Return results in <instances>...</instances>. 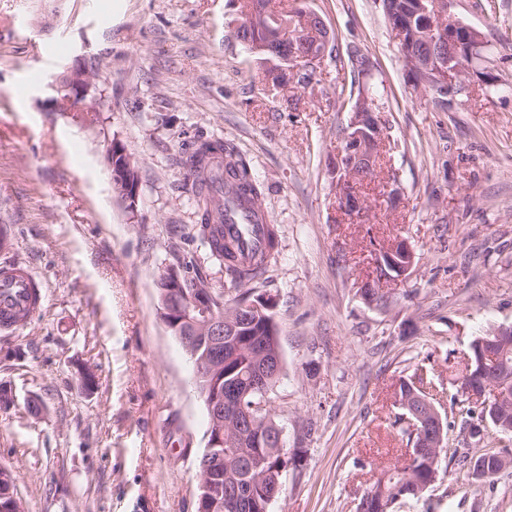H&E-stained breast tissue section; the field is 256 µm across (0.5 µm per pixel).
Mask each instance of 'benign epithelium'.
Instances as JSON below:
<instances>
[{"mask_svg":"<svg viewBox=\"0 0 512 512\" xmlns=\"http://www.w3.org/2000/svg\"><path fill=\"white\" fill-rule=\"evenodd\" d=\"M438 0H415L410 10L396 9L383 4L385 16L397 40L403 42L404 60L415 87L450 96L466 90L473 74L476 51L482 44L478 30L456 20L448 19V27L433 22ZM249 27L264 28L268 40L278 44L281 31L289 27L290 45L288 56L272 50V63L267 78L279 81L287 73L299 68L308 60L316 63L324 57L323 43L327 39L319 33L327 31L323 19L311 13L300 17V24L286 23L269 10L266 3L256 2L247 22ZM90 85V77L84 71L73 72L65 81L66 96L76 100L83 98ZM385 140V132L376 120L369 101L360 98L352 108V115L345 136V149L333 163L336 186L340 194V208L349 213L364 209V198L353 189L350 170L366 172L372 167L374 147ZM111 172L112 188L127 205L135 210L139 181L132 158L126 147L114 143L106 156ZM387 262L399 277L408 274L414 261V253L404 238L397 239L393 247L385 250ZM157 283L160 295V318L181 342L195 365L196 378L210 377L224 372L235 364L238 354L246 349L251 352V363L246 375H238L224 384V391H215L206 400L211 424L204 454L224 455L227 435L224 426L241 440H250L260 447L276 442L283 447L284 430L272 416L271 398L273 383L282 373V353L278 326L271 310L273 301L259 296L236 308L224 309V297H218L207 285H200L188 294L182 288V275L166 272ZM260 325L263 336H245L243 329ZM423 427L417 429L428 437L434 447V461L440 460L439 448L444 437L440 415L430 412L420 416ZM216 482L200 476V512H241L249 504V493L235 490L224 494L215 493Z\"/></svg>","mask_w":512,"mask_h":512,"instance_id":"1","label":"benign epithelium"}]
</instances>
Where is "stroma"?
Here are the masks:
<instances>
[{"instance_id":"obj_1","label":"stroma","mask_w":512,"mask_h":512,"mask_svg":"<svg viewBox=\"0 0 512 512\" xmlns=\"http://www.w3.org/2000/svg\"><path fill=\"white\" fill-rule=\"evenodd\" d=\"M297 1L335 49L310 82L278 86L234 36L242 0H0V224L12 232L0 263L30 267L44 288L27 324L0 331V383L16 398L0 411V467L25 512H197L207 413L156 289L205 258L183 166L192 141L234 143L278 232L277 263L253 290L204 270L226 300L274 302L272 413L289 462L269 512H357L408 446L399 380L425 363L449 415L471 343L512 325V0H452L495 81L437 103L410 82L380 0L272 3ZM352 51L367 73L352 72ZM79 68L92 86L66 99L54 86ZM365 86L386 138L349 216L332 160ZM115 142L139 176L132 213L112 190ZM399 236L415 263L383 284L387 306L367 305L374 253ZM393 510L512 512V467L473 482L449 464Z\"/></svg>"}]
</instances>
